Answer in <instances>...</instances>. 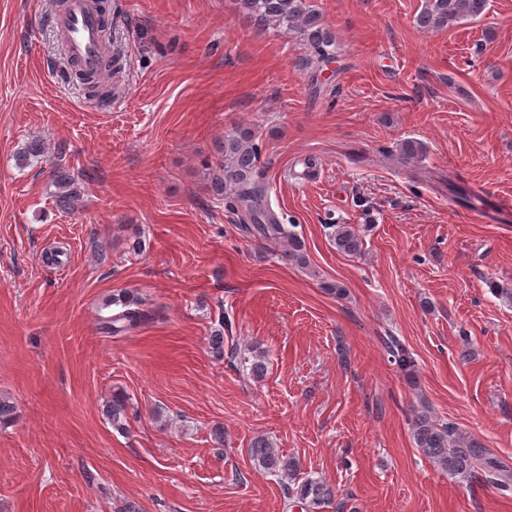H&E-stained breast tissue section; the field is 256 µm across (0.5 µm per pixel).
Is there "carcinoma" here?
<instances>
[{
  "label": "carcinoma",
  "instance_id": "carcinoma-1",
  "mask_svg": "<svg viewBox=\"0 0 512 512\" xmlns=\"http://www.w3.org/2000/svg\"><path fill=\"white\" fill-rule=\"evenodd\" d=\"M236 3L258 26L276 28L300 38L311 50L308 64L320 67L334 57L336 39L324 24L320 13L308 4V0H236ZM486 6L487 0H428L425 9L417 16L416 23L428 30L448 28L463 19L480 16ZM123 62V54L114 48L107 58L103 73L97 78L84 77L82 81L96 93L102 84L122 72ZM47 150L45 139L34 138L20 153L18 161L25 164L32 157L44 156ZM257 154L253 135L248 131L243 130L224 138V180L220 191L224 193L228 206L239 216L241 231L285 244L288 246V259L304 265L307 258L303 243L294 231L281 223L266 200L263 184L255 175ZM422 155L423 146L416 140L407 139L399 147V159L405 164L419 161ZM52 182L56 188L57 205L68 208L76 198L75 179L67 170L59 167L53 173ZM332 228L334 231L331 236L337 251L347 255L361 253L363 241L355 227L334 224ZM113 305L121 307V310L101 317L103 330L110 334L120 333L139 325L143 313L136 298L128 295L114 297L107 300L103 308ZM210 345L216 358H226L231 363L238 361L237 348L224 349V324H219V328L214 330ZM386 345L391 361L405 371L410 370L413 360L401 342L391 336ZM127 408L128 398L122 393L112 394L104 406L106 419L119 432L126 430ZM411 427L415 447L448 475L466 479L478 468L485 472L486 481L490 484L503 488L512 484V475L505 472L479 441L458 434L452 426L439 422L430 411H415ZM249 456L254 468L284 478L283 489L291 508L317 512L333 494L323 479L300 476L298 461L282 455L279 449L272 447L263 437L253 440Z\"/></svg>",
  "mask_w": 512,
  "mask_h": 512
}]
</instances>
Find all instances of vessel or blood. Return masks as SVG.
I'll list each match as a JSON object with an SVG mask.
<instances>
[{"instance_id":"b4317fda","label":"vessel or blood","mask_w":512,"mask_h":512,"mask_svg":"<svg viewBox=\"0 0 512 512\" xmlns=\"http://www.w3.org/2000/svg\"><path fill=\"white\" fill-rule=\"evenodd\" d=\"M53 25L65 57L76 60L85 72L99 71L105 46L93 0H67L64 9L54 15Z\"/></svg>"}]
</instances>
